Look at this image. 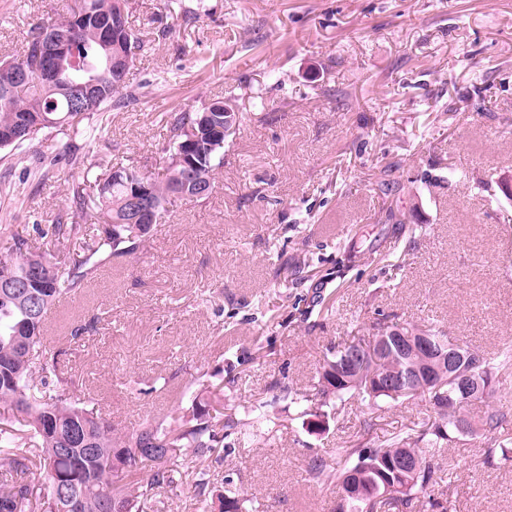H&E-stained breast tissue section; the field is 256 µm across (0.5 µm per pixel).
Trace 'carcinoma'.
Segmentation results:
<instances>
[{"label": "carcinoma", "instance_id": "carcinoma-1", "mask_svg": "<svg viewBox=\"0 0 512 512\" xmlns=\"http://www.w3.org/2000/svg\"><path fill=\"white\" fill-rule=\"evenodd\" d=\"M129 0H78L67 14L48 23L34 24L30 45L40 30L52 27L65 32L83 21L85 32L77 37L64 61L70 78L96 80L100 93L83 112L69 113L68 91L60 83L7 86L0 82V151H15L39 139L81 132L103 112L137 99L129 74L143 50V41L129 26ZM113 32L104 41L102 31ZM128 60L120 78L112 77L109 58ZM224 101L215 99L197 111L179 112L167 122L161 152L167 157L163 174L154 176L139 168L98 159L65 144L61 157L81 175L67 186V222L39 228L52 252L12 236L13 244L0 254V280L26 279L33 272L38 280L23 294L0 290V403L13 406L17 416L0 418V512H146L165 493L183 483L175 463L178 455L195 463L192 488L198 512H249L247 499L232 489L233 479L224 476V492H216L207 461L219 462L231 450V442L245 443L268 436L278 427L275 417L258 403L243 410L227 400L224 382H215L205 372L195 378L198 391L182 396L180 403L162 416H146L130 431H117L101 416L99 399L69 372L68 351L44 344L48 312L66 298L83 292L98 271L117 258L135 259L146 248L153 228L126 224V200L133 185L152 182V198L160 217L180 197L188 177L173 164L174 155L191 151L198 172L216 185L224 168L225 146L236 134L220 140L209 138L208 126L224 124ZM26 125L30 138L9 143L5 132ZM84 241L83 254L71 261L57 256ZM405 333L422 330L433 340L448 342L440 327L416 323L400 325ZM357 349L355 341L327 350L323 366L343 362ZM419 354L386 356L384 364L361 361L349 380L334 383L319 371L314 393H300L280 386L283 397L302 407L300 414H322L333 419L346 402L357 399L377 410L391 402L420 401L427 418L421 424L371 437L373 424L364 422L358 438L336 449L335 465L316 459L309 476L319 486L336 493L334 512H448L444 494L427 490L443 482L437 463L439 453L463 438L458 423L469 420L472 402L454 401L456 392L448 372L439 392L411 393L394 397L373 386L382 374L401 375L416 363ZM464 370L488 379L490 389L477 402L485 406L472 425L500 451L501 460L512 459V437L498 436L507 417L501 405L499 377L512 374V346L495 355L478 349L467 359ZM401 454L414 455L418 472L403 478L382 474V462ZM38 472L44 486L33 496L30 476Z\"/></svg>", "mask_w": 512, "mask_h": 512}]
</instances>
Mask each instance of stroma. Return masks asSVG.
<instances>
[{
	"instance_id": "35a3bbf8",
	"label": "stroma",
	"mask_w": 512,
	"mask_h": 512,
	"mask_svg": "<svg viewBox=\"0 0 512 512\" xmlns=\"http://www.w3.org/2000/svg\"><path fill=\"white\" fill-rule=\"evenodd\" d=\"M132 0L146 40L131 73L138 101L104 114L112 152L153 174L171 115L234 96L249 120L224 155L212 194L179 204L138 259H117L51 321V343L104 398L119 428L172 400L197 370L237 380L285 418L269 439L226 455L238 491L265 512H332L331 489L308 479L313 458L365 420L383 435L425 419L423 407L354 402L325 434L307 430L280 384L311 389L327 348L371 339L388 323H433L494 352L512 344V201L468 174L512 179V0ZM74 0H0V61L19 54L33 23ZM59 136L0 159V250L13 236L65 219ZM391 165L399 188L374 174ZM401 210L402 224L384 221ZM328 314L309 305L314 291ZM101 314L93 322V314ZM88 325L79 340L72 327ZM260 359L240 364L242 351ZM144 394H136V387ZM484 437L444 449L448 512H512V461L489 458Z\"/></svg>"
}]
</instances>
